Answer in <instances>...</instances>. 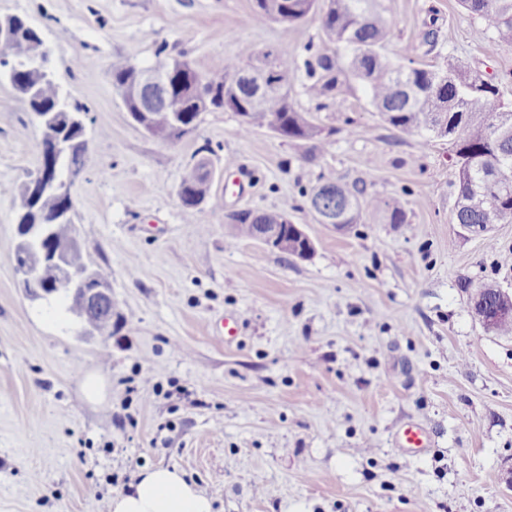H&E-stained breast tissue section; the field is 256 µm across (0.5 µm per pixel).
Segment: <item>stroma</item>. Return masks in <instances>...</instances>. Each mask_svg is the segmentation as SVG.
Here are the masks:
<instances>
[{
  "label": "stroma",
  "instance_id": "obj_1",
  "mask_svg": "<svg viewBox=\"0 0 512 512\" xmlns=\"http://www.w3.org/2000/svg\"><path fill=\"white\" fill-rule=\"evenodd\" d=\"M383 54L428 68L512 73L489 20L458 0H381ZM252 0H0L37 27L55 81L88 107V161L71 177L73 222L91 267L112 270V326L90 330L62 293L28 296L15 271L16 205L41 131L0 80V512H99L148 467L181 470L215 512H512V335L485 329L475 292L512 293V222L490 237L454 224L448 141L386 124L347 79L317 109L305 62L347 63L318 20L254 24ZM435 31L428 48L425 34ZM243 42L287 52L296 109L329 130L307 145L231 111L205 112L167 144L126 111L109 65L159 47L220 71ZM207 160L223 210L186 213L184 169ZM327 177L399 200L339 229L308 191ZM280 210L313 243L299 259L232 236L226 213ZM239 319L236 336L222 320ZM99 392L90 395L88 386ZM430 437L401 448L406 424Z\"/></svg>",
  "mask_w": 512,
  "mask_h": 512
}]
</instances>
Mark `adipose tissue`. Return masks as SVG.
<instances>
[{
  "instance_id": "1",
  "label": "adipose tissue",
  "mask_w": 512,
  "mask_h": 512,
  "mask_svg": "<svg viewBox=\"0 0 512 512\" xmlns=\"http://www.w3.org/2000/svg\"><path fill=\"white\" fill-rule=\"evenodd\" d=\"M112 512H213L212 501L175 468L154 467L140 473L129 491L118 493Z\"/></svg>"
}]
</instances>
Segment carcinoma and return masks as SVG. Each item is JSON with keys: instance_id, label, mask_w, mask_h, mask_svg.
<instances>
[{"instance_id": "cac0c4a2", "label": "carcinoma", "mask_w": 512, "mask_h": 512, "mask_svg": "<svg viewBox=\"0 0 512 512\" xmlns=\"http://www.w3.org/2000/svg\"><path fill=\"white\" fill-rule=\"evenodd\" d=\"M472 16L493 24L496 38L488 48L492 54L500 45H512V0H460ZM321 15V26L328 39L350 47L354 56L349 63L351 74L366 84L372 105L395 130L413 134L427 130L440 133L446 126L451 149L448 159L455 169L457 201L453 221L473 233H485L495 224L512 221V110L499 104L500 87L495 77L479 70L466 69L453 56L443 60L436 70L395 65L381 50L393 35V25L385 16L380 0H253L252 17L263 25L278 22L287 28L305 23L314 14ZM43 45L40 31L26 19L17 20L9 42L0 46V55L9 56L19 65L31 62L32 54ZM272 58L273 72L268 77L239 76L244 64L259 54ZM293 61L286 53L274 49L261 52L249 43L240 44L224 61L220 73L203 74L189 70L183 79L166 87L153 85L139 96L124 97L127 112L155 139L170 143L192 133L174 125L172 117L183 112L231 110L240 118V133L247 135L255 127H267L290 141L321 144L323 129L290 101L288 83ZM113 84L122 89L133 86L140 68L128 61L110 65ZM345 70L334 57L321 54L316 65L309 66L313 79L308 91L312 98H327L338 89ZM35 87L28 97L30 112L45 115L69 110L82 113L78 103L67 104L59 85L33 74ZM209 99L204 104L203 98ZM55 135L71 142L63 155L61 171L81 169L88 158L85 127L60 121L50 126ZM179 195L186 210L209 203L215 209L224 198L210 195L209 173L200 162L186 168ZM314 217L330 215L342 227L361 223L363 213L383 212L389 223H405V212L395 200L362 196V191L333 180L315 186L309 195ZM285 212L244 209L228 215L237 234L256 238L270 224L287 223ZM306 248L298 235L283 236L278 250L295 255ZM69 309L94 323L104 332L112 320V304L96 306L86 303L81 291H66Z\"/></svg>"}]
</instances>
